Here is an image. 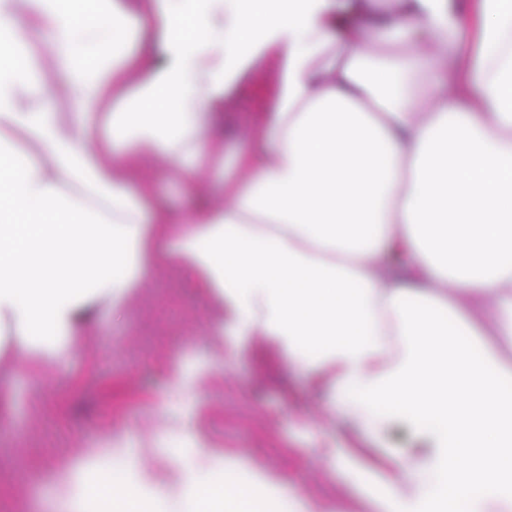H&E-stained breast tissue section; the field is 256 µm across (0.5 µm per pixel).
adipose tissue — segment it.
Masks as SVG:
<instances>
[{
  "instance_id": "adipose-tissue-1",
  "label": "adipose tissue",
  "mask_w": 512,
  "mask_h": 512,
  "mask_svg": "<svg viewBox=\"0 0 512 512\" xmlns=\"http://www.w3.org/2000/svg\"><path fill=\"white\" fill-rule=\"evenodd\" d=\"M80 1L0 0V318L73 335L176 243L241 333L329 377L350 437L392 419L426 444L343 459L375 512L512 505V0H88L79 23ZM265 63L243 179L172 214L141 162L196 194L224 163L209 126ZM86 475L55 479L68 512Z\"/></svg>"
}]
</instances>
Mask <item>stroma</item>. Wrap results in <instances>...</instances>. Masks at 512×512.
Here are the masks:
<instances>
[{
	"instance_id": "1",
	"label": "stroma",
	"mask_w": 512,
	"mask_h": 512,
	"mask_svg": "<svg viewBox=\"0 0 512 512\" xmlns=\"http://www.w3.org/2000/svg\"><path fill=\"white\" fill-rule=\"evenodd\" d=\"M272 107V70L262 66L224 110L234 135L224 141L223 169L202 173L200 189L214 204L238 174L241 143ZM146 171L172 212L191 207L173 165L152 160ZM216 318L205 290L187 287L171 264L74 335L55 338L44 324L21 338L0 322V458L8 462L0 512H66L51 490L55 475L111 439L137 449L120 465L144 475L173 471L176 453L220 489H233L247 469L275 480L276 505L240 500L237 512H292L298 496L318 512L360 501L361 487L336 463L346 432L327 409L332 391L314 390L270 337L237 335L229 323L215 332ZM416 446L393 422L382 440L368 441L363 462L381 469Z\"/></svg>"
}]
</instances>
